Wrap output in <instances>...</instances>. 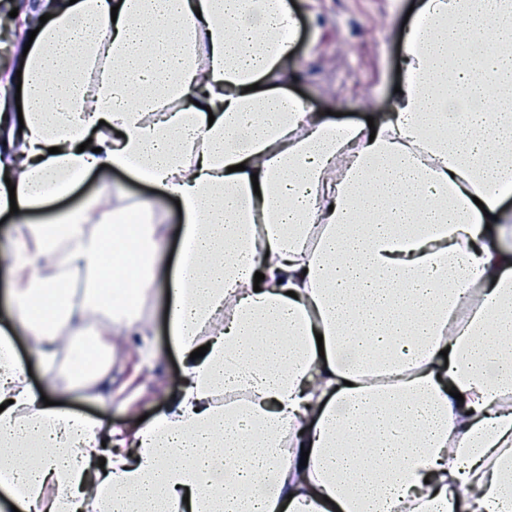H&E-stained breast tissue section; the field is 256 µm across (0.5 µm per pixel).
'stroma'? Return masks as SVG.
<instances>
[{
	"mask_svg": "<svg viewBox=\"0 0 512 512\" xmlns=\"http://www.w3.org/2000/svg\"><path fill=\"white\" fill-rule=\"evenodd\" d=\"M297 20L293 52L287 62L292 79L289 92L312 111L340 113L342 122L362 123L367 116L388 112L400 82L397 65L404 19L415 0H288ZM121 187L128 202H155L164 218L161 242L168 259L179 248L182 216L174 200L131 176L114 172L90 176L68 197L48 203L30 217L46 221L98 199H110L111 187ZM165 299L154 292L146 311L154 324L147 338L155 352L144 358L140 343L115 350L112 356L111 406L87 402L76 395L49 390L64 406L95 417L101 424L135 430L143 415H155L179 389L180 357L164 324Z\"/></svg>",
	"mask_w": 512,
	"mask_h": 512,
	"instance_id": "35a3bbf8",
	"label": "stroma"
}]
</instances>
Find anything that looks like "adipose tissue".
<instances>
[{"label": "adipose tissue", "mask_w": 512, "mask_h": 512, "mask_svg": "<svg viewBox=\"0 0 512 512\" xmlns=\"http://www.w3.org/2000/svg\"><path fill=\"white\" fill-rule=\"evenodd\" d=\"M36 12L0 215L124 171L179 200L181 253L140 202L13 225L0 491L20 512H512V0H419L370 125L289 96L286 0ZM156 287L182 364L164 409L129 434L44 405L12 335L97 401Z\"/></svg>", "instance_id": "ef3b65f1"}]
</instances>
